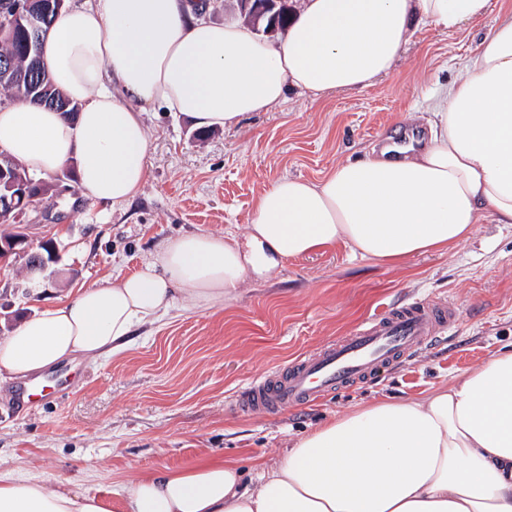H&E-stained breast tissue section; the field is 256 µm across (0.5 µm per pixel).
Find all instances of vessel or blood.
Listing matches in <instances>:
<instances>
[{
    "label": "vessel or blood",
    "instance_id": "vessel-or-blood-1",
    "mask_svg": "<svg viewBox=\"0 0 512 512\" xmlns=\"http://www.w3.org/2000/svg\"><path fill=\"white\" fill-rule=\"evenodd\" d=\"M455 320L447 302L420 300L368 318L353 333L253 379L235 400L243 413L273 415L372 379L439 342Z\"/></svg>",
    "mask_w": 512,
    "mask_h": 512
}]
</instances>
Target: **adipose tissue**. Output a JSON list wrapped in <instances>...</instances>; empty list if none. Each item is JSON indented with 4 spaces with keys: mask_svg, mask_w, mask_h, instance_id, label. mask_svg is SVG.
<instances>
[{
    "mask_svg": "<svg viewBox=\"0 0 512 512\" xmlns=\"http://www.w3.org/2000/svg\"><path fill=\"white\" fill-rule=\"evenodd\" d=\"M488 0H300L271 40L214 23L192 0H82L48 31L42 59L71 118L17 98L0 106V149L28 173L74 167L81 195L122 204L147 178L146 108L229 128L297 88L320 99L393 72L420 21L455 30ZM427 135L258 198L245 232L165 239L137 271L80 288L0 339V374L19 381L122 350L179 301L223 308L246 280L341 246L399 268L467 239L482 216L512 224V13L486 30L464 79L435 97ZM0 512H512V348L447 385L332 418L252 485L221 458L122 482L112 499L70 480L0 474Z\"/></svg>",
    "mask_w": 512,
    "mask_h": 512,
    "instance_id": "adipose-tissue-1",
    "label": "adipose tissue"
}]
</instances>
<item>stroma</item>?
I'll return each mask as SVG.
<instances>
[{"mask_svg":"<svg viewBox=\"0 0 512 512\" xmlns=\"http://www.w3.org/2000/svg\"><path fill=\"white\" fill-rule=\"evenodd\" d=\"M512 0H489L485 17L456 31L415 26L392 75L315 102L297 90L238 126L198 133L186 117L147 110V182L116 206L81 196L71 169L46 176L27 210L31 250L46 240L56 260L26 287V258L0 259V339L21 318L149 260L164 238L198 230L244 231L258 195L276 180L319 179L339 163L425 125L426 91L463 78L487 27ZM444 300L456 312L442 343L378 377L313 405L276 415L241 414L238 391L253 378L347 335L367 318L412 300ZM512 344V225L481 218L448 250L400 269L336 248L285 263L249 282L222 309L190 305L141 329L126 350L63 365L53 386L14 406L0 382V473L68 478L111 497L126 479L180 469L212 455L251 472L276 462L299 437L377 400H403L447 384L460 369Z\"/></svg>","mask_w":512,"mask_h":512,"instance_id":"1","label":"stroma"}]
</instances>
